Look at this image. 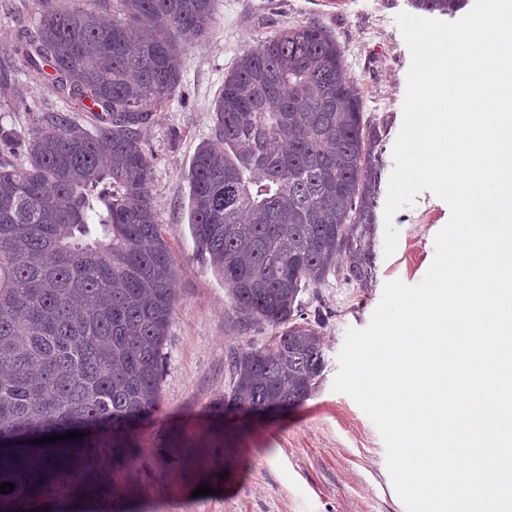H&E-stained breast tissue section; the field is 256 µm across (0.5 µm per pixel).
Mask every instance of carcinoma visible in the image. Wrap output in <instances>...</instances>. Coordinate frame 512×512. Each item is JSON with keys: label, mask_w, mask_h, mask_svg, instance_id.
<instances>
[{"label": "carcinoma", "mask_w": 512, "mask_h": 512, "mask_svg": "<svg viewBox=\"0 0 512 512\" xmlns=\"http://www.w3.org/2000/svg\"><path fill=\"white\" fill-rule=\"evenodd\" d=\"M214 0H112V19L39 0L22 47L64 103L24 136L0 126V512H43L106 465L139 456L130 424L161 401L177 302L152 197L146 133L181 87V55L209 37ZM455 15L465 0H413ZM14 71L0 64V101ZM91 116L90 126L77 113ZM214 135L188 181L198 248L242 327L272 341L229 355L220 412H283L315 389L321 320L301 294L332 273L362 288L376 269L381 126L336 39L287 24L239 56L213 105ZM84 437L36 443L41 437Z\"/></svg>", "instance_id": "1"}]
</instances>
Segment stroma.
Here are the masks:
<instances>
[{"label": "stroma", "instance_id": "35a3bbf8", "mask_svg": "<svg viewBox=\"0 0 512 512\" xmlns=\"http://www.w3.org/2000/svg\"><path fill=\"white\" fill-rule=\"evenodd\" d=\"M414 11L412 0H215L210 36L182 55V85L146 134L155 155L153 203L178 270L161 405L137 431L138 460L116 480H103V492L83 499L82 512H407L379 429L333 382L347 330L369 324L385 284L414 286L424 278L449 205L426 190L395 213L397 246L377 255L373 287L331 275L303 294L306 311L324 317L325 365L302 405L276 417L223 418L213 407L231 388L228 352L268 343L273 331L235 325L224 282L192 235L187 173L212 135V104L236 58L283 24L312 22L335 37L363 96L365 120L385 128L381 177L389 179L411 63L397 17ZM36 17L37 0H0V59L17 70L0 125L22 135L34 111L58 105L45 76L22 61L19 37ZM116 483L118 496L111 493ZM204 484L211 494L194 496Z\"/></svg>", "mask_w": 512, "mask_h": 512}]
</instances>
